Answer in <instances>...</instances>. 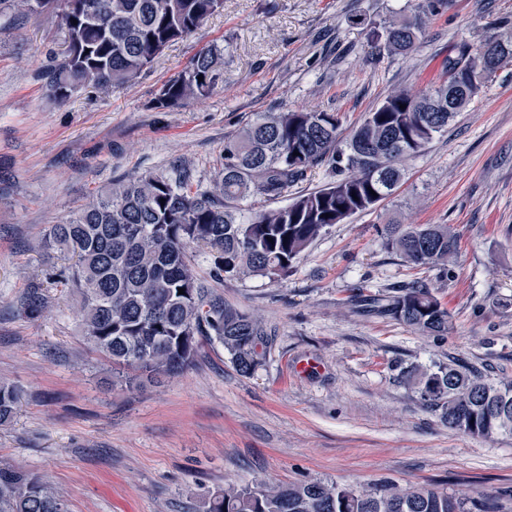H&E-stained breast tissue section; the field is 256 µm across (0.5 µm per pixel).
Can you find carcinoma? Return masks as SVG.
I'll use <instances>...</instances> for the list:
<instances>
[{
    "instance_id": "cac0c4a2",
    "label": "carcinoma",
    "mask_w": 512,
    "mask_h": 512,
    "mask_svg": "<svg viewBox=\"0 0 512 512\" xmlns=\"http://www.w3.org/2000/svg\"><path fill=\"white\" fill-rule=\"evenodd\" d=\"M448 0H419L411 16L385 21L370 32L377 54H407L425 33L426 20ZM224 8V0H0V13L26 10L53 16L65 38L61 57L40 80L58 103L81 89L102 92L134 82L163 52ZM497 42L463 43L447 70L469 50L485 48L484 71L470 69L436 85L392 91L365 113L346 139L337 112H256L224 141L220 167L209 185L193 184L186 167L118 181L92 197L61 224L44 247L72 265L60 274L79 296L83 335L112 360V384L138 385L189 367L199 337L224 344L237 371L254 374L262 363L261 321L224 302L199 283L190 249L214 255V275L285 276L328 227L369 211L392 194L402 162L424 152L435 134L512 62V31ZM223 50L214 46L160 88L154 105L167 109L209 96L218 85ZM203 80H198V76ZM405 108H400V105ZM335 179L321 189L288 197L313 168ZM290 198L276 208H243L254 197ZM385 246L407 264L451 270L459 239L448 224H387ZM184 293H179V289ZM367 315L395 321L422 335L448 333L449 313L429 280H413L349 300ZM402 379L438 413L441 423L492 439L512 435V380L492 381L456 364L412 367ZM20 389L0 380V426L16 415ZM487 501L427 487L357 488L321 481L228 486L209 498L205 512H490ZM0 512H67L47 480L0 465Z\"/></svg>"
}]
</instances>
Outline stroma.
Instances as JSON below:
<instances>
[{
	"label": "stroma",
	"mask_w": 512,
	"mask_h": 512,
	"mask_svg": "<svg viewBox=\"0 0 512 512\" xmlns=\"http://www.w3.org/2000/svg\"><path fill=\"white\" fill-rule=\"evenodd\" d=\"M415 0H224L223 11L164 51L132 84L66 104L37 79L62 49L50 16H0V379L22 389L0 427V464L48 478L69 512H201L225 484L387 481L471 493L512 512V437L449 430L398 376L410 366L489 365L512 379V64L445 133L404 163L405 178L368 212L327 229L288 276L201 283L258 317L270 336L241 375L218 340L182 374L112 386V364L82 334L77 295L56 284L69 261L46 250L51 225L115 181L189 166L212 180L224 140L256 112H336L350 134L394 89L436 81L462 43L512 26V0H450L406 56L373 55V24ZM224 49L207 98L159 109L162 84L202 50ZM449 224L451 274L410 268L385 246L390 219ZM438 282L450 327L437 339L347 305L352 287ZM41 289L40 315L26 310ZM307 372H297L300 364Z\"/></svg>",
	"instance_id": "1"
}]
</instances>
